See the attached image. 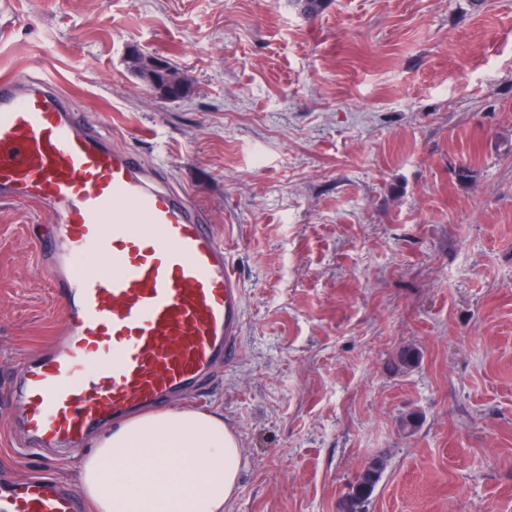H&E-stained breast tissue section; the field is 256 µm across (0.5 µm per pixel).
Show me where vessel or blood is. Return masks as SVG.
I'll list each match as a JSON object with an SVG mask.
<instances>
[{
  "instance_id": "1",
  "label": "vessel or blood",
  "mask_w": 512,
  "mask_h": 512,
  "mask_svg": "<svg viewBox=\"0 0 512 512\" xmlns=\"http://www.w3.org/2000/svg\"><path fill=\"white\" fill-rule=\"evenodd\" d=\"M0 198L55 216L35 245L64 324L18 385L36 445L203 396L235 362L243 282L206 210L105 143L45 78L0 80ZM0 512L81 508L73 490L33 478L0 488Z\"/></svg>"
}]
</instances>
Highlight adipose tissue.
I'll use <instances>...</instances> for the list:
<instances>
[{
	"label": "adipose tissue",
	"mask_w": 512,
	"mask_h": 512,
	"mask_svg": "<svg viewBox=\"0 0 512 512\" xmlns=\"http://www.w3.org/2000/svg\"><path fill=\"white\" fill-rule=\"evenodd\" d=\"M241 463L222 410L174 408L108 426L75 470L92 512H224Z\"/></svg>",
	"instance_id": "obj_1"
}]
</instances>
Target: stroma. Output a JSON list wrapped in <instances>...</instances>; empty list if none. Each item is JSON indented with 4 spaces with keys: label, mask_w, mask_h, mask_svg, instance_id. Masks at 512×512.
I'll list each match as a JSON object with an SVG mask.
<instances>
[{
    "label": "stroma",
    "mask_w": 512,
    "mask_h": 512,
    "mask_svg": "<svg viewBox=\"0 0 512 512\" xmlns=\"http://www.w3.org/2000/svg\"><path fill=\"white\" fill-rule=\"evenodd\" d=\"M38 74L163 165L241 273L239 356L197 404L239 440L228 512H337L374 458L367 512H512V0H0V78ZM48 221L0 199V482L81 455L13 447L19 358L63 320ZM153 57L139 52L133 57V66L148 85L160 93L165 85V79L163 74L156 72L152 63Z\"/></svg>",
    "instance_id": "35a3bbf8"
}]
</instances>
